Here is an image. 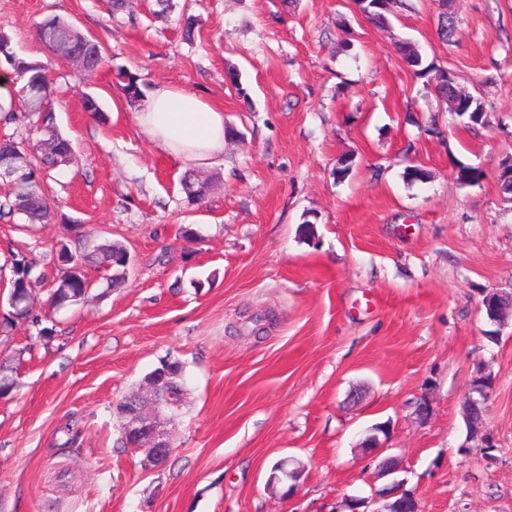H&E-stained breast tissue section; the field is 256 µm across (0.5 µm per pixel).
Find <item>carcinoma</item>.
Returning <instances> with one entry per match:
<instances>
[{"instance_id":"carcinoma-1","label":"carcinoma","mask_w":512,"mask_h":512,"mask_svg":"<svg viewBox=\"0 0 512 512\" xmlns=\"http://www.w3.org/2000/svg\"><path fill=\"white\" fill-rule=\"evenodd\" d=\"M449 8L451 3L448 2L445 4V10L440 13L439 34L443 41L451 43L456 35V26L453 17L448 13ZM362 9L368 12L370 20L377 27L386 28L391 25L390 17L395 15V10L411 11L414 4L413 0H368L362 5ZM38 33L50 51L54 50L58 41L76 40L75 49L85 56L82 70L89 78L107 62L100 42L94 38L87 42L79 41L73 22L66 17L55 15L43 20L38 25ZM397 51L405 63L414 69L416 76L426 79V88L433 90L439 98L448 103L451 114L459 117V110L462 109L467 112L469 124H482V115L487 109L481 99L473 102L471 92L461 87L458 82L448 84V71L432 63L423 64L421 53L411 41L399 40ZM0 58L5 59L22 81L18 103L12 102L7 108L0 105V120L6 124L33 127L42 135V139L27 157L29 178L12 183L11 191L0 201V218H10L19 214L24 216L29 224L41 223L50 217L44 188L46 172L48 168L66 161L72 152V143L56 127L52 100L53 82L48 67L40 61H28L17 57L13 51L11 36L2 30ZM120 80L127 105L132 109L137 108L138 102L144 97L137 76L122 72ZM62 250L69 255L76 272L62 271L59 281L52 283L50 298L56 305L82 300L87 293L88 284V278L83 271L84 256L73 252L66 245L62 246ZM96 251L104 256L106 270L112 271L110 281L117 283L124 279L129 269L127 248L120 243L106 242L97 245ZM8 264L11 270L9 296L17 300V305L0 317V331L3 333L9 332L14 320L33 316L28 310V300L32 295L33 283L41 279V276L34 275L35 262L23 253L12 254ZM186 396L187 390L180 374L170 379V385L159 392L160 401L171 404L176 414L183 409Z\"/></svg>"}]
</instances>
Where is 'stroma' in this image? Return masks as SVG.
Here are the masks:
<instances>
[{
    "label": "stroma",
    "instance_id": "35a3bbf8",
    "mask_svg": "<svg viewBox=\"0 0 512 512\" xmlns=\"http://www.w3.org/2000/svg\"><path fill=\"white\" fill-rule=\"evenodd\" d=\"M179 6L199 20L193 41L154 0L117 14L109 0H0V29L18 57L47 64L73 143L47 182L50 222L0 220V298L12 254L45 275L40 324L0 335L14 380L0 398V512H342L350 497L377 512L397 481L421 512H512V327L489 338L482 305L488 290L512 291V200L495 177L512 155V0H454L449 45L438 0L382 30L352 0ZM53 15L94 36L111 67L88 80L45 48L36 26ZM400 39L483 99V124L427 94ZM118 67L143 91L170 84L223 106L235 134L218 164L194 170L212 182L205 199L187 201L183 169L138 129ZM86 93L106 122L83 110ZM346 155L356 165L340 182ZM459 161L485 178L457 181ZM411 166L426 180L408 182ZM106 241L129 251L126 281L109 287L86 267L85 299L53 306L58 244ZM167 361L182 365L188 398L155 467L116 448L118 405ZM480 369L495 379L490 449L468 439L463 415ZM378 423L400 463L385 477L360 446ZM284 458L304 468L288 499L267 485Z\"/></svg>",
    "mask_w": 512,
    "mask_h": 512
}]
</instances>
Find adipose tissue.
<instances>
[{"instance_id": "obj_1", "label": "adipose tissue", "mask_w": 512, "mask_h": 512, "mask_svg": "<svg viewBox=\"0 0 512 512\" xmlns=\"http://www.w3.org/2000/svg\"><path fill=\"white\" fill-rule=\"evenodd\" d=\"M136 122L159 151L185 168L215 163L229 136L222 107L176 86L148 92L136 109Z\"/></svg>"}]
</instances>
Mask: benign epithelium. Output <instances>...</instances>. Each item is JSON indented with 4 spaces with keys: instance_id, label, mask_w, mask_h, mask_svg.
Listing matches in <instances>:
<instances>
[{
    "instance_id": "benign-epithelium-1",
    "label": "benign epithelium",
    "mask_w": 512,
    "mask_h": 512,
    "mask_svg": "<svg viewBox=\"0 0 512 512\" xmlns=\"http://www.w3.org/2000/svg\"><path fill=\"white\" fill-rule=\"evenodd\" d=\"M27 155L15 156L9 160L0 158V178H11L25 172ZM483 306L491 321L498 325L512 320V292L502 294L492 292L483 300ZM174 362L163 364L155 371V378L149 379V394L146 399L129 398L124 400L120 409L125 422L122 434L130 440L132 450L144 451L148 461L155 466L163 465L172 453V442L168 431L161 419V404L156 398L159 385L167 382V378L176 371ZM479 400L471 398L465 408V418L468 437L481 439L484 447H492L490 437L484 433L483 420L474 417L473 409L478 407ZM302 469L291 468L289 463L282 461L277 464V472L270 475L271 486L281 485L285 489V496H290L298 487ZM384 503L378 512H404L410 508L412 512H419L418 499L414 492L403 488V484L395 483L383 490Z\"/></svg>"
}]
</instances>
